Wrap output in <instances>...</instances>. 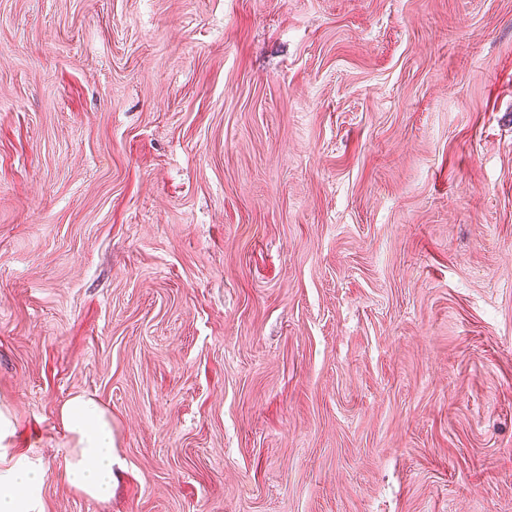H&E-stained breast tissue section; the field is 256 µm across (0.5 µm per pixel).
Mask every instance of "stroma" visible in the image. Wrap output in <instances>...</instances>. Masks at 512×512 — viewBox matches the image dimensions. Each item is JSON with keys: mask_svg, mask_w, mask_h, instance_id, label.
Here are the masks:
<instances>
[{"mask_svg": "<svg viewBox=\"0 0 512 512\" xmlns=\"http://www.w3.org/2000/svg\"><path fill=\"white\" fill-rule=\"evenodd\" d=\"M0 407L42 512H512V0H0ZM62 430L73 443L63 477L77 492L101 502L112 498V416L94 399L78 395L59 410Z\"/></svg>", "mask_w": 512, "mask_h": 512, "instance_id": "stroma-1", "label": "stroma"}]
</instances>
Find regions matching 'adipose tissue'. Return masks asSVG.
I'll list each match as a JSON object with an SVG mask.
<instances>
[{"instance_id":"1","label":"adipose tissue","mask_w":512,"mask_h":512,"mask_svg":"<svg viewBox=\"0 0 512 512\" xmlns=\"http://www.w3.org/2000/svg\"><path fill=\"white\" fill-rule=\"evenodd\" d=\"M62 430L72 442L63 477L77 492L106 502L112 497V417L94 399L78 395L59 410ZM10 418L0 411V512H37V494L45 479L41 461H8Z\"/></svg>"}]
</instances>
